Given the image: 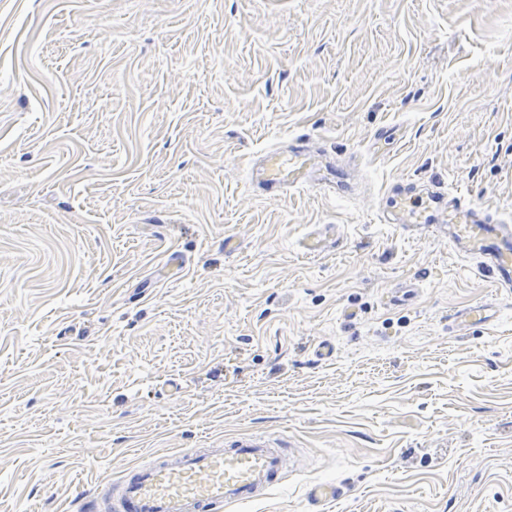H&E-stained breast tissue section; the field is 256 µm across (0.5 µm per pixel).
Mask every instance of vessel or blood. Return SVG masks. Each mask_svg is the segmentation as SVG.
<instances>
[{
  "instance_id": "obj_1",
  "label": "vessel or blood",
  "mask_w": 512,
  "mask_h": 512,
  "mask_svg": "<svg viewBox=\"0 0 512 512\" xmlns=\"http://www.w3.org/2000/svg\"><path fill=\"white\" fill-rule=\"evenodd\" d=\"M316 164L305 152L268 153L260 168L252 171L249 184L255 191L281 195L288 189L322 180L335 190V170L324 169L314 178ZM388 224L448 227V240L477 255L480 268L498 287L512 289V250L492 247L491 238L512 240V223H491L483 210L467 207L461 197L449 195L439 183L425 191L397 193L382 212ZM497 316L489 305L479 304L457 311L456 326L488 323ZM287 466L281 450L261 436L244 435L230 448L187 449L162 454L136 468L116 489L118 512H213L225 504H246L278 485Z\"/></svg>"
}]
</instances>
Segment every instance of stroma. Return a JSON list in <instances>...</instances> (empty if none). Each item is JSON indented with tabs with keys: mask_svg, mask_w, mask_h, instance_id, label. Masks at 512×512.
<instances>
[{
	"mask_svg": "<svg viewBox=\"0 0 512 512\" xmlns=\"http://www.w3.org/2000/svg\"><path fill=\"white\" fill-rule=\"evenodd\" d=\"M294 149L350 194L254 192ZM432 182L512 212V0H0V512L248 433L223 512H512V295L378 220ZM497 317V311L489 305L479 304L455 313L454 322L457 327L470 326L475 323H489Z\"/></svg>",
	"mask_w": 512,
	"mask_h": 512,
	"instance_id": "35a3bbf8",
	"label": "stroma"
}]
</instances>
